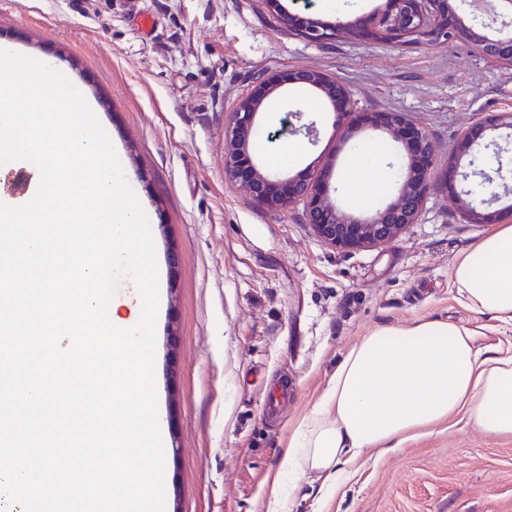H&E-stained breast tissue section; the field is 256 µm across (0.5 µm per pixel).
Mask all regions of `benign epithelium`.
Wrapping results in <instances>:
<instances>
[{"instance_id": "1", "label": "benign epithelium", "mask_w": 512, "mask_h": 512, "mask_svg": "<svg viewBox=\"0 0 512 512\" xmlns=\"http://www.w3.org/2000/svg\"><path fill=\"white\" fill-rule=\"evenodd\" d=\"M261 2L276 13L282 24L314 43L333 40L340 30L358 38H374L382 34L400 44L409 37L424 34L434 45L475 41L486 55L512 62V0H496L507 6V12L495 9L483 17H473L471 24L464 23L451 0H387L381 15L359 17L339 28L321 25L300 11H288L281 0ZM288 84L319 92L337 113V123L343 127L345 139L350 140L357 133V127L351 120V115L357 113L361 122L384 130L393 141L402 145L408 159V172L393 200L368 213L346 211L331 198L329 174L326 172L316 177L299 172L282 181H273L265 174L258 158L251 152L250 135L261 105L276 90ZM299 118L301 111L298 109L285 112L280 134L312 133L313 125L295 124ZM502 129L509 130L508 138L512 139L511 112L491 115L464 131L455 157L448 162L442 174L445 188L453 192L456 177H469L468 173L459 172V161L465 156L470 157L468 165L476 174L478 169L474 165H485L486 151L490 149L497 170H502L504 148L498 142ZM432 164L431 143L424 130L412 124L402 112H358L348 88L323 71H265L256 77L249 92L228 118L225 173L265 209L282 210L296 201L303 202L306 223L326 244L343 251L388 244L397 239L408 225L417 223L422 202L431 187ZM486 203L484 198L479 201L472 198L470 191L460 199L462 213L471 224H494L512 215L511 202L495 211L485 210Z\"/></svg>"}]
</instances>
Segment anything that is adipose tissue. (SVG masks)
Listing matches in <instances>:
<instances>
[{
    "label": "adipose tissue",
    "instance_id": "1",
    "mask_svg": "<svg viewBox=\"0 0 512 512\" xmlns=\"http://www.w3.org/2000/svg\"><path fill=\"white\" fill-rule=\"evenodd\" d=\"M382 149L353 155L338 180L351 202L371 206L382 182L358 175L381 167ZM451 277L473 313L512 325V224L496 225L456 261ZM470 327L441 319L385 325L353 346L312 411L288 436L268 512H289L285 479L311 471L324 498L337 495L368 457L383 455L462 416L473 429L512 436V354L487 356Z\"/></svg>",
    "mask_w": 512,
    "mask_h": 512
}]
</instances>
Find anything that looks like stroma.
I'll return each mask as SVG.
<instances>
[{"label":"stroma","mask_w":512,"mask_h":512,"mask_svg":"<svg viewBox=\"0 0 512 512\" xmlns=\"http://www.w3.org/2000/svg\"><path fill=\"white\" fill-rule=\"evenodd\" d=\"M154 26L142 32L141 14ZM52 62L95 107L155 242L159 302L154 387L164 445L165 512H267L271 478L295 423L337 363L381 325L423 317L470 326L482 352L512 349V326L470 312L451 270L491 230L463 217L440 177L461 133L512 113V63L451 42L403 46L383 37L314 44L259 0H0V44ZM320 70L360 111L405 113L432 143L431 188L417 223L391 243L341 251L306 224L302 204L255 205L224 172L227 115L259 72ZM303 110L297 169L344 167L357 144L380 142L395 176L407 170L390 135L340 143L329 105L285 86L260 108L259 157L284 111ZM287 380L285 414L267 421L270 384ZM316 474L287 483L292 512H512V437L454 418L371 458L333 499Z\"/></svg>","instance_id":"obj_1"}]
</instances>
